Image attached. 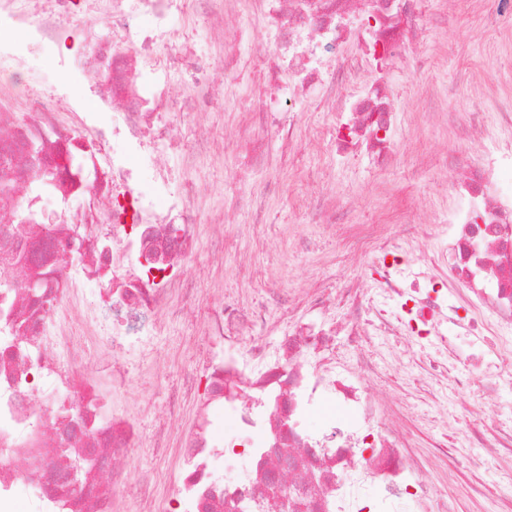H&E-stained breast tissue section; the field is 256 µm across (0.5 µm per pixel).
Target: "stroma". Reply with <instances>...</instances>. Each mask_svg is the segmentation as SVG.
I'll return each instance as SVG.
<instances>
[{"label": "stroma", "mask_w": 512, "mask_h": 512, "mask_svg": "<svg viewBox=\"0 0 512 512\" xmlns=\"http://www.w3.org/2000/svg\"><path fill=\"white\" fill-rule=\"evenodd\" d=\"M204 17L200 5L190 13L175 14L170 21L171 41L188 38L198 54L212 55ZM239 23L250 30L237 47L239 77L224 88L222 105L203 117L207 128L223 132V154L201 158L196 168L186 169L178 151L170 149L164 163L171 190L196 183L214 207L243 195L255 176L266 177L274 185L265 200L268 232L255 235L253 213L238 208L224 225V263L214 266L208 260L213 228L203 225L198 255L188 265L189 279L223 289L225 296L250 308L267 302L284 304L289 298L337 289L351 280L371 283L388 244L412 253L422 248L439 250L441 234L417 242L399 236L397 227L446 223L454 202L448 175L467 146L462 128L470 111L479 110L490 126L512 102V32L491 27L480 0H428L418 43L427 68L392 67L384 73L398 149L394 163L382 169L358 152H327L323 140L329 135L331 120L325 112L281 113L292 148H285L278 139H261L258 109L267 87L260 70L266 57L254 40L264 32L248 17H240ZM26 58L27 67L42 77L38 91L69 97L76 111H97L94 78L77 68L62 69L53 56L35 45ZM371 225L379 227L380 241L363 255H352L354 235ZM272 281L286 283V292L272 293L268 288ZM202 319L198 313L167 323L152 352L143 357L133 354L131 344L109 336L86 342V369H93L104 350L136 366L130 394L117 403L143 409L141 423L147 435H154L167 415V388L181 380L185 345L203 341ZM401 353V346L391 341L366 351L372 393L385 418L399 420L411 432L424 458V479L447 496L450 506L492 497L496 461H488L477 473H466L455 469L435 446L447 429L442 400L464 399L484 422H491L480 390L463 394L452 389L442 395L425 384L420 370L398 376L395 364ZM132 463L151 476V491L160 500L168 496L183 469L174 447L164 452L144 447Z\"/></svg>", "instance_id": "35a3bbf8"}]
</instances>
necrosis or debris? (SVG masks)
Returning <instances> with one entry per match:
<instances>
[{
    "mask_svg": "<svg viewBox=\"0 0 512 512\" xmlns=\"http://www.w3.org/2000/svg\"><path fill=\"white\" fill-rule=\"evenodd\" d=\"M200 1L225 79L237 74L224 28L232 11L264 16L274 56L290 65L268 73L266 136L281 134L276 114L314 105L332 112L347 95L333 147L367 148L382 167L392 161L393 113L382 83L356 95L351 89L396 61L424 66L417 45L425 0H95L121 46L86 29L84 50L61 62L99 81V104L112 112L108 141L95 134L92 116L65 124L69 104L60 96L15 111L35 79L14 60L19 81L0 94V123L10 126L0 133V199H12L11 211L0 212V274L14 282L0 288V512H243L248 504L259 512H447L433 507L418 479L422 462L408 432L383 421L366 370L334 366V336L369 346L401 342L436 387L512 385V113H500L491 129L475 112L465 126L472 147L450 174L457 203L441 251L389 250L372 289L349 282L308 299L312 308L346 302L353 315L342 328L288 312L290 329L268 344L264 307L190 287L186 265L198 250L206 198L192 184L171 191L156 162L181 138L159 113L204 111L220 98L210 61L187 48L162 58L155 51L171 15ZM1 22L45 47L61 36L49 7L25 11L18 0H0ZM348 42L357 52L340 54ZM154 57L187 88L180 102L168 99L162 81L135 77L137 65ZM34 140L36 155L28 150ZM53 157L60 160L54 181L70 207L48 229L22 223V215L42 213L37 180ZM148 170L154 189L145 192L139 177ZM78 230L84 241L76 247ZM442 263L454 287L438 286L433 270ZM29 269L41 274L40 293L27 286ZM106 277L108 298L92 287ZM191 308L207 309L201 334L222 343L224 355L211 362L196 347L185 350L198 371L186 392L196 403L194 427L183 431L171 418L162 437L177 442L189 468L162 510L147 477L129 465L143 443L141 420L112 404L130 391L132 372L104 352L101 374H83L85 333L69 324L81 313L85 332L125 338L146 352L165 322ZM77 464L78 492L64 480Z\"/></svg>",
    "mask_w": 512,
    "mask_h": 512,
    "instance_id": "necrosis-or-debris-1",
    "label": "necrosis or debris"
}]
</instances>
